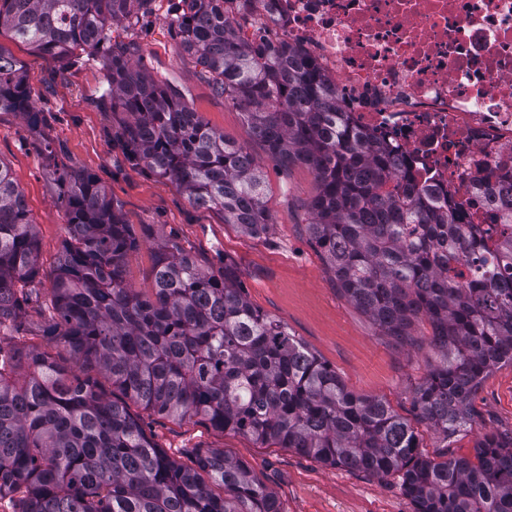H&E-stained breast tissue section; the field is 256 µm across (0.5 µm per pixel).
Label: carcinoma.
<instances>
[{"mask_svg": "<svg viewBox=\"0 0 512 512\" xmlns=\"http://www.w3.org/2000/svg\"><path fill=\"white\" fill-rule=\"evenodd\" d=\"M151 0H0V32L50 59L59 74L101 58L108 108L131 117L126 157L168 179L224 223L268 232L266 182L245 147L112 43V25ZM172 24L216 91L243 114L278 164L314 174L306 229L344 297L383 336L407 342L426 319L436 351L413 389L417 417L443 440L473 422L485 377L512 364V209L496 236L403 173L390 152L352 128L336 86L314 59L282 41H241L224 0H180ZM0 110L42 121L24 64L0 46ZM66 238L51 271L41 345L0 346V499L18 512H281L243 462L207 449L187 466L145 434L130 410L293 448L325 466L398 475L414 512H512V438L479 437L473 456L431 459L410 423L379 398L347 390L275 319L254 308L235 270L204 272L174 238L156 250L152 295L126 280L137 243L92 174L58 171ZM39 242L10 168L0 161V328L36 293ZM59 346L112 382L114 398L62 366Z\"/></svg>", "mask_w": 512, "mask_h": 512, "instance_id": "carcinoma-1", "label": "carcinoma"}]
</instances>
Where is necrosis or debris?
Wrapping results in <instances>:
<instances>
[{
  "label": "necrosis or debris",
  "instance_id": "1",
  "mask_svg": "<svg viewBox=\"0 0 512 512\" xmlns=\"http://www.w3.org/2000/svg\"><path fill=\"white\" fill-rule=\"evenodd\" d=\"M336 85L350 126L416 183L498 223L512 196V0H226Z\"/></svg>",
  "mask_w": 512,
  "mask_h": 512
}]
</instances>
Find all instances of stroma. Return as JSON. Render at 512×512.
I'll list each match as a JSON object with an SVG mask.
<instances>
[{
	"label": "stroma",
	"instance_id": "1",
	"mask_svg": "<svg viewBox=\"0 0 512 512\" xmlns=\"http://www.w3.org/2000/svg\"><path fill=\"white\" fill-rule=\"evenodd\" d=\"M151 9L147 27L113 26V40L133 43L149 72L164 80L212 128L252 154L266 177L272 224L261 237L242 235L225 223L219 210L193 207L168 180L128 161L119 142L129 117L103 106L98 59H81L60 78L50 60L27 44L0 35V46L24 63L44 116L43 124L33 129L21 114L0 111V160L10 166L24 193L39 240L38 298L22 319L23 341L35 342L51 312L50 271L66 237L65 209L57 200L54 173L40 151L47 143L58 164L95 174L126 223L132 224L138 245L127 256V280L139 292L151 291L156 242L176 238L205 272L220 277L225 266H232L253 307L286 326L336 370L350 392L385 399L414 426L425 455L468 456L483 434L511 435L509 364L497 367L483 381L472 401L470 431L445 442L419 422L411 390L435 358L429 323L419 320L411 341L397 342L380 335L369 317L340 293L306 230L307 205L318 191L313 174L300 165H277L264 144L250 135L241 112L213 91L201 67L177 46L169 26L171 0H153ZM141 424L179 463H190L197 451L207 448L244 461L275 494L282 512H413L395 475L379 479L327 467L289 448L263 446L247 436L220 432L197 417L179 423L145 412Z\"/></svg>",
	"mask_w": 512,
	"mask_h": 512
}]
</instances>
